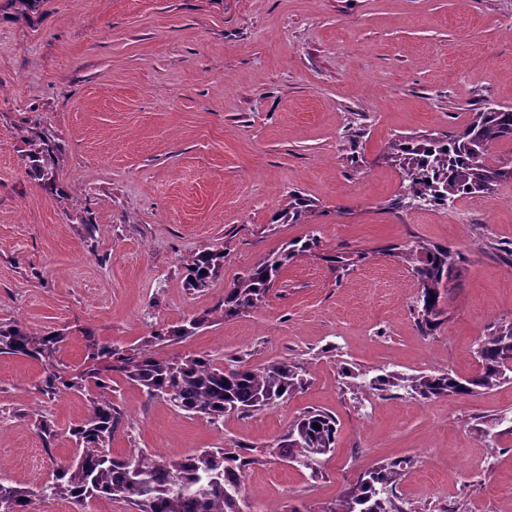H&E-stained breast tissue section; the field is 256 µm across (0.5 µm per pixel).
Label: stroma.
Wrapping results in <instances>:
<instances>
[{"label":"stroma","mask_w":512,"mask_h":512,"mask_svg":"<svg viewBox=\"0 0 512 512\" xmlns=\"http://www.w3.org/2000/svg\"><path fill=\"white\" fill-rule=\"evenodd\" d=\"M512 105V0H43L33 19L0 12V320L65 333L76 367L86 339L138 346L208 314L155 348L225 365L283 358L308 369L282 404L219 422L147 398L126 380L113 453L187 455L245 444L263 453L244 512H322L382 460L414 458L398 486L414 512L449 504L512 512V383L423 401L356 395L341 367L377 375L477 368L479 342L512 321V179L445 208L391 209L393 143L458 132L481 104ZM51 131L57 194L27 173L28 142ZM298 193L304 220L273 222ZM317 233L318 253L286 269L266 304L232 320L235 278L285 242ZM428 241L463 253L435 335L417 323L418 283L388 246ZM224 253L221 274L188 286L185 262ZM367 258L334 271L328 254ZM335 351H328V344ZM39 364L0 355V480L28 487L75 451L85 397L43 399ZM336 418L318 474L265 456L304 412ZM56 435L44 442L35 422Z\"/></svg>","instance_id":"obj_1"}]
</instances>
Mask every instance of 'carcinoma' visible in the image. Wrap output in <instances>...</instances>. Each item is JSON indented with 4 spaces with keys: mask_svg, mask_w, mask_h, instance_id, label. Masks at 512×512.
<instances>
[{
    "mask_svg": "<svg viewBox=\"0 0 512 512\" xmlns=\"http://www.w3.org/2000/svg\"><path fill=\"white\" fill-rule=\"evenodd\" d=\"M42 0H7L17 17L28 18ZM512 139V106L484 104L456 134L445 138L423 135L401 139L392 155L401 170L398 208L442 207L463 195L485 193L512 172L488 164L489 148ZM58 149L53 136L43 132L27 153L29 170L55 187L51 163ZM307 200L293 193L273 220L297 223L308 211ZM320 246L316 232L285 243L236 278L225 291L222 318L232 320L257 309L268 299L281 274L298 257ZM388 251L411 267L419 283L418 325L431 336L447 319L448 288L460 277L464 262L446 246L413 241L392 245ZM224 268V252L207 250L186 260L189 286L207 288ZM209 321L193 315L166 332L158 331L137 347L89 340L87 355L78 369H68L58 353L64 336L56 332L33 335L15 321L0 322V354L18 355L41 364L38 392L49 400L66 391L89 403L88 415L70 428L74 456L60 463L36 489L0 482V512H27L31 497L61 498L77 509L91 498L126 502L132 512H242L243 477L258 459L245 446L209 448L188 456L159 455L146 450L127 457L112 455V436L124 422L121 408L112 401V373L137 386L151 398H163L188 416L218 422L229 414L248 415L276 405L304 389V364L284 358L255 367L244 360L219 366L208 354L178 360L159 357L152 347L193 335ZM479 368L469 376L447 369L427 375L385 373L366 377L345 370L346 386L361 394L407 389L426 401L474 396L512 380V322L484 337L476 351ZM336 419L327 412L309 411L298 418L286 438L268 450L272 457L297 464L312 473L321 456L336 447ZM411 461L379 462L349 482L322 512H406L397 494L402 465Z\"/></svg>",
    "mask_w": 512,
    "mask_h": 512,
    "instance_id": "obj_1",
    "label": "carcinoma"
}]
</instances>
